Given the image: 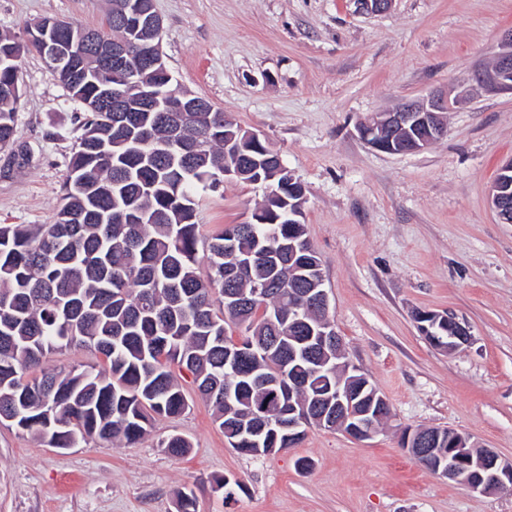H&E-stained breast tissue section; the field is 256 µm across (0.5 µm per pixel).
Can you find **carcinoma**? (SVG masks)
<instances>
[{
	"mask_svg": "<svg viewBox=\"0 0 512 512\" xmlns=\"http://www.w3.org/2000/svg\"><path fill=\"white\" fill-rule=\"evenodd\" d=\"M11 37L0 36V87L20 68ZM110 74L87 76L91 95ZM17 100L0 96V147L14 144ZM69 161L62 204L50 224H0V422L35 435L51 448L89 439L134 445L152 415L176 417L188 408L173 366L187 371L229 445L256 457L288 447V430H268L257 445L242 429L256 421L264 385L289 374L295 395H314L302 357L288 345L260 348L274 335L265 309L276 304L288 327V294L307 283L315 249L303 218L284 224L295 197H266V224H230L203 237L195 198L224 186V169L262 160L266 143L239 136L214 108L195 121L162 112H87ZM232 146L224 148V141ZM209 264L197 271L198 254ZM268 282L274 291L240 310L247 325L225 316L224 291ZM241 347L224 352L230 331ZM72 344L99 353L94 365L44 366ZM160 447L180 457L191 447L180 434Z\"/></svg>",
	"mask_w": 512,
	"mask_h": 512,
	"instance_id": "cac0c4a2",
	"label": "carcinoma"
}]
</instances>
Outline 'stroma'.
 Returning a JSON list of instances; mask_svg holds the SVG:
<instances>
[{
  "instance_id": "1",
  "label": "stroma",
  "mask_w": 512,
  "mask_h": 512,
  "mask_svg": "<svg viewBox=\"0 0 512 512\" xmlns=\"http://www.w3.org/2000/svg\"><path fill=\"white\" fill-rule=\"evenodd\" d=\"M109 0H0V34L44 17L101 29ZM177 90L223 109L266 139L305 189L336 329L352 363L391 405L372 439L311 428L298 447L251 457L231 448L178 371L190 408L153 416L136 445L51 448L0 425V512H512V494H479L415 463L405 429L469 436L512 461V224L489 199L512 158V93L477 72L512 30V0H393L379 15L355 0H155ZM15 139L0 148V224H47L61 205L84 111L36 53L20 68ZM451 97L445 135L417 153L366 144L360 123L400 102ZM255 186L199 195L201 235L250 221ZM419 311L470 328L448 352L418 329ZM177 433L180 458L160 448ZM233 482L231 499L212 489Z\"/></svg>"
}]
</instances>
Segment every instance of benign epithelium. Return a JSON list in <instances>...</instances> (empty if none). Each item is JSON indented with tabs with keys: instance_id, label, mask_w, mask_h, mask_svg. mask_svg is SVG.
<instances>
[{
	"instance_id": "7a95c632",
	"label": "benign epithelium",
	"mask_w": 512,
	"mask_h": 512,
	"mask_svg": "<svg viewBox=\"0 0 512 512\" xmlns=\"http://www.w3.org/2000/svg\"><path fill=\"white\" fill-rule=\"evenodd\" d=\"M359 11L368 15L387 12L392 0H354ZM119 19L128 35L101 39L94 31H80L72 36L74 27L60 18H46L26 29L18 44L37 43L47 68L54 73H65L76 80L79 72L71 65L75 55L83 58V66L100 72L120 73L126 57L137 46L133 35L139 31H162L163 25L155 11L154 0H123L119 3ZM162 38L158 37L142 46L145 69L155 81L138 84L141 94L134 98L106 96L89 97L82 101L87 112H210L207 103L189 92L178 95L162 92L172 77L161 51ZM478 82L491 91H512V30L502 38L491 69L478 73ZM445 112L447 100L429 96L418 101H408L394 110L378 112L359 127L360 137L374 149L391 154L404 155L419 152L430 146L446 133ZM398 127L413 131L409 141L399 146L393 142L392 132ZM500 171L506 178L490 186L491 204L503 224H512V159L504 163ZM266 289L254 288L251 292H228L224 295V308L235 312L264 296ZM330 300L324 280H310L291 305L288 318L297 329L309 332L302 341V351L311 362V369L319 373L336 374V385L329 388L327 406L317 415L308 403L299 405L288 401V409H282L280 390L285 388L282 378L271 385L274 390L259 404L260 413L272 416L269 426H281L280 417L288 415V437L302 438L308 429L317 426L338 430L358 440L373 438L381 424L389 418L387 402L367 377L359 375V369L347 358L342 340L329 319ZM420 321L421 332L430 335L425 320L447 321L450 342L443 345L437 339L431 343L444 350H454L471 339L468 325L448 313L422 311L415 315ZM401 445L418 464L440 476L464 483L472 491L493 494L512 492V463H504L490 449L476 450L468 437L440 429H409L401 435Z\"/></svg>"
}]
</instances>
